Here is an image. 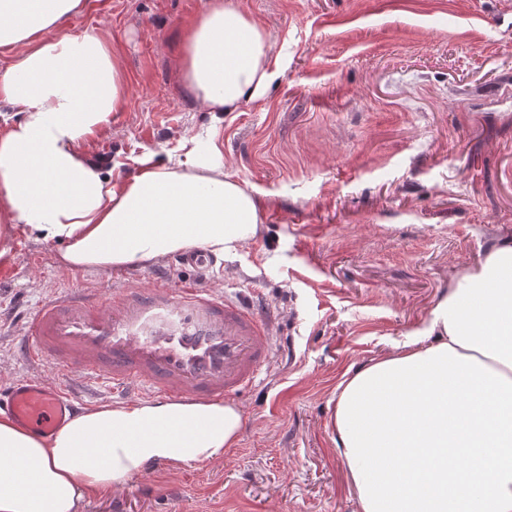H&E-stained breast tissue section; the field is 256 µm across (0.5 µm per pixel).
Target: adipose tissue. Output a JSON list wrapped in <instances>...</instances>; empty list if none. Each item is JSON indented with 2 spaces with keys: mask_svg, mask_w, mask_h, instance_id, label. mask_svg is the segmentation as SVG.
Instances as JSON below:
<instances>
[{
  "mask_svg": "<svg viewBox=\"0 0 512 512\" xmlns=\"http://www.w3.org/2000/svg\"><path fill=\"white\" fill-rule=\"evenodd\" d=\"M90 0H0V102L20 117L0 129V235L59 244L69 267L141 264L201 246L235 251L260 224V202L224 172L214 142L190 138L183 160L143 155L129 179L92 156L121 111L127 80L100 33L66 25ZM275 45L238 0H211L185 31L183 80L213 113L261 100ZM450 345L512 379V240L454 278L420 331L392 359ZM245 424L232 402H143L82 414L50 438L0 412V512H79L88 496L126 484L155 460L223 457Z\"/></svg>",
  "mask_w": 512,
  "mask_h": 512,
  "instance_id": "adipose-tissue-1",
  "label": "adipose tissue"
}]
</instances>
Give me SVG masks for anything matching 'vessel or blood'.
Segmentation results:
<instances>
[{"instance_id":"obj_1","label":"vessel or blood","mask_w":512,"mask_h":512,"mask_svg":"<svg viewBox=\"0 0 512 512\" xmlns=\"http://www.w3.org/2000/svg\"><path fill=\"white\" fill-rule=\"evenodd\" d=\"M20 356L72 375L12 381L0 398L22 428L49 437L88 408L96 384L121 401L221 402L243 395L272 356L268 319L225 298L210 278L122 286L104 295L70 288L39 303L21 332Z\"/></svg>"}]
</instances>
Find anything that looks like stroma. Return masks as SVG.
Here are the masks:
<instances>
[{
    "label": "stroma",
    "mask_w": 512,
    "mask_h": 512,
    "mask_svg": "<svg viewBox=\"0 0 512 512\" xmlns=\"http://www.w3.org/2000/svg\"><path fill=\"white\" fill-rule=\"evenodd\" d=\"M209 0H91L67 29L106 35L127 103L92 152L131 176L146 152L215 133L224 171L265 203L217 258L232 299L273 322L275 356L239 399L223 458L152 462L123 512H357L327 423L350 368L423 327L457 275L512 239V0H239L275 43L263 101L214 122L181 83L183 36ZM0 262V385L28 375L22 312L121 269L71 268L22 232Z\"/></svg>",
    "instance_id": "1"
}]
</instances>
